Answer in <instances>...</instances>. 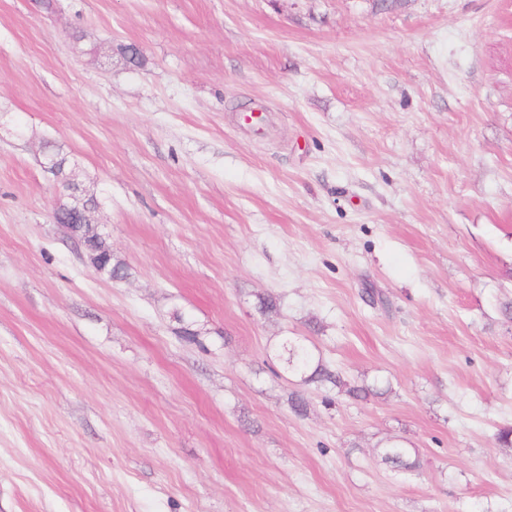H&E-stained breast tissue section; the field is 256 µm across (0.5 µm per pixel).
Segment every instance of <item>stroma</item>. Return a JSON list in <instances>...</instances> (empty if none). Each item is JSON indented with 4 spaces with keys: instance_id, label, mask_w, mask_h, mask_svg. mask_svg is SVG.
I'll list each match as a JSON object with an SVG mask.
<instances>
[{
    "instance_id": "35a3bbf8",
    "label": "stroma",
    "mask_w": 512,
    "mask_h": 512,
    "mask_svg": "<svg viewBox=\"0 0 512 512\" xmlns=\"http://www.w3.org/2000/svg\"><path fill=\"white\" fill-rule=\"evenodd\" d=\"M510 301L512 0H0V512H512ZM282 360L288 372L300 374L305 384L316 383L322 387L342 389L344 383L338 370L332 369L303 342L286 339L282 343Z\"/></svg>"
}]
</instances>
